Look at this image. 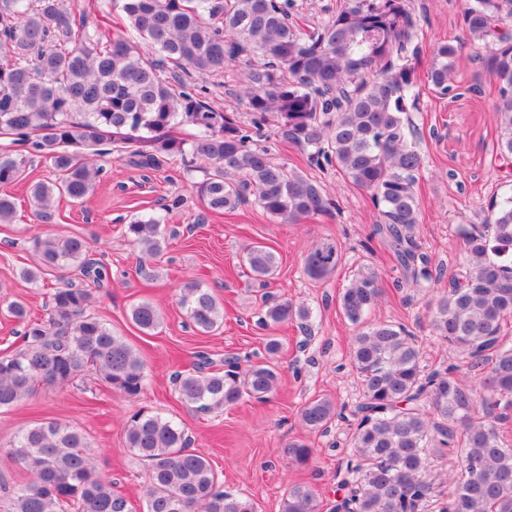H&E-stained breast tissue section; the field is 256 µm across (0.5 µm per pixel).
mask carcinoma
I'll list each match as a JSON object with an SVG mask.
<instances>
[{"label": "carcinoma", "instance_id": "carcinoma-1", "mask_svg": "<svg viewBox=\"0 0 512 512\" xmlns=\"http://www.w3.org/2000/svg\"><path fill=\"white\" fill-rule=\"evenodd\" d=\"M121 2L125 29L110 37L102 26L78 24L63 0H0V136H16L45 158L55 179L29 187L32 215L54 217L65 197L82 203L102 169L81 147L105 141L127 149L132 162L153 168L160 157L188 156L208 165L197 186L204 208L232 210L253 202L272 217L296 224L328 211L322 186L274 161L256 143L268 117L282 138L299 145L318 168L331 166L368 192L382 222L373 225L394 252L403 276L421 287L439 280L413 232L418 224L416 176L422 157L409 140L407 99L416 85L413 60L419 21L406 0H345L343 8L306 35L294 24L293 0H98L107 17ZM512 0H468L467 40L491 51L490 74L498 89L493 119L498 148L512 157ZM462 45L434 50L428 73L442 95L456 91L453 63ZM242 59L241 96L252 113L246 127L206 101L196 86ZM29 158L0 154V185L25 178ZM128 241L156 257L165 244L160 220L125 225ZM37 263L20 277L36 283L47 271L67 274L54 289L44 320H33L19 300L0 301L24 325L23 348L0 353V410L37 388L66 386L93 370L102 383L129 399L146 387L145 364L122 337L88 311L90 283L111 281L109 267L91 257L94 247L78 235L36 233ZM243 260L265 286L278 268L275 253L252 245ZM342 261L336 241L312 246L305 272L315 281L336 273ZM382 296L379 273L365 266L339 297L356 328L351 361L362 385L348 407L309 401L302 422L324 429L335 418L349 422L344 493L333 512H512V448L497 424L512 407V343L502 336L512 317V196L489 202L483 223L466 237L465 262L432 308L435 335L466 359L468 372L450 365L425 371L415 339L396 324L369 321ZM180 305L201 333L216 330L224 309L208 289L189 282ZM311 312L288 300L265 301L259 324L288 320L308 330ZM132 324L149 334L159 309L131 306ZM280 345L267 343V358L212 368L209 357L175 374V390L187 406L212 412L245 398L263 400L277 387ZM128 450L147 469L146 512H256L247 496L224 489L209 460L189 450L185 428L148 410L125 424ZM86 434L54 420L22 428L8 453L27 474L12 490L4 512H132L112 481L95 474ZM454 453L456 474L448 497L435 494L432 464ZM286 454L306 462L312 449L288 444ZM281 512H319L315 491L297 484Z\"/></svg>", "mask_w": 512, "mask_h": 512}]
</instances>
